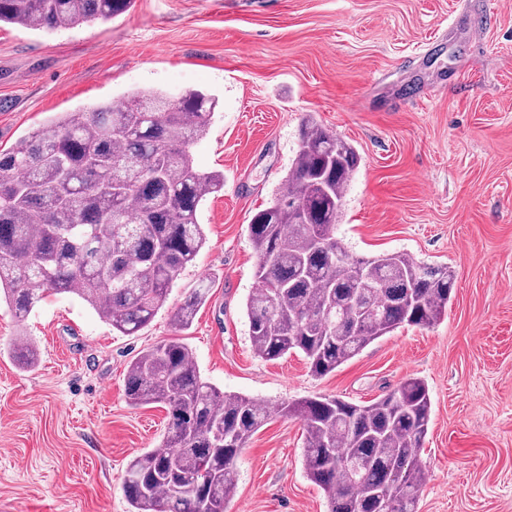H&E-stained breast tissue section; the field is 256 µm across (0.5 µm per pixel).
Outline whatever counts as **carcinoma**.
<instances>
[{"label":"carcinoma","mask_w":512,"mask_h":512,"mask_svg":"<svg viewBox=\"0 0 512 512\" xmlns=\"http://www.w3.org/2000/svg\"><path fill=\"white\" fill-rule=\"evenodd\" d=\"M133 3L0 0V24L66 29L116 18ZM216 106L199 91L142 90L66 113L1 151L0 303L22 320L48 297L72 294L124 336L146 328L205 245L202 201L224 189V174L199 169L190 153ZM359 163L354 146L306 115L294 163L248 226L259 285L246 302L252 347L269 361L299 354L316 378L403 325L437 324L455 285L447 265L404 251L358 257L336 239ZM205 299L206 289H192L176 328H188ZM10 354L25 368L39 359L30 343ZM126 398L170 414L158 446L127 464L129 512H226L238 458L268 406L205 381L176 336L130 363ZM280 412L303 425L304 470L328 512H419L432 412L423 379L409 377L367 405L317 395Z\"/></svg>","instance_id":"carcinoma-1"}]
</instances>
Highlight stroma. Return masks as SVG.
<instances>
[{
	"label": "stroma",
	"mask_w": 512,
	"mask_h": 512,
	"mask_svg": "<svg viewBox=\"0 0 512 512\" xmlns=\"http://www.w3.org/2000/svg\"><path fill=\"white\" fill-rule=\"evenodd\" d=\"M147 89L218 100L191 148L224 174L200 209L206 244L135 336L73 295L22 321L0 307V512H126L124 469L169 421L128 403L127 366L176 334L211 384L271 410L227 512H327L303 470L302 425L280 404H363L409 376L432 399L419 512H512V0H135L119 18L54 32L0 25V149ZM309 112L360 155L336 226L344 246L456 274L437 325L400 327L322 378L296 354L258 357L245 313L258 289L248 226ZM200 286L206 303L175 331V309ZM18 341L39 348L36 367L10 357Z\"/></svg>",
	"instance_id": "obj_1"
}]
</instances>
